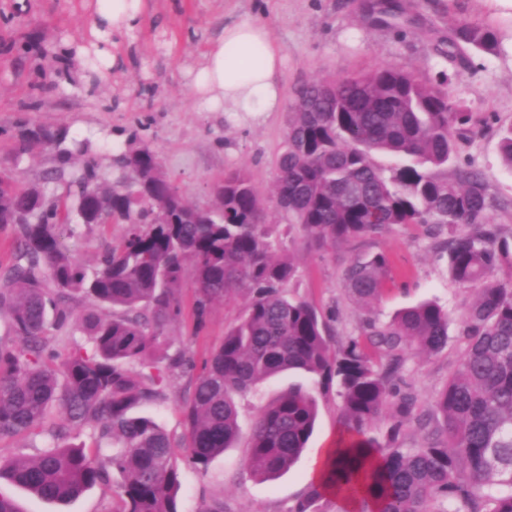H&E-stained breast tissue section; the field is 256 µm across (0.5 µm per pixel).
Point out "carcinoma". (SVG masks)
<instances>
[{
	"mask_svg": "<svg viewBox=\"0 0 512 512\" xmlns=\"http://www.w3.org/2000/svg\"><path fill=\"white\" fill-rule=\"evenodd\" d=\"M450 44L487 53L498 37L491 27L461 21ZM470 122L447 75L431 83L382 66L305 83L278 159V202L315 246L380 236L395 224L448 232V273L477 294L457 326L459 363L425 405L403 379L405 351H443L448 311L427 301L387 322L367 316L336 345L313 305L283 293L297 267L275 258L262 198L246 173L224 175L216 208L196 219L149 148L121 154L124 179L102 194L92 161L77 174L67 167L72 156L89 152L88 143L77 142L54 171L56 179L72 177L71 205L57 204L28 224L14 219L38 191L0 178V227L15 230L14 261L0 275V314L8 334L20 338L0 340V440L42 427L53 405L61 409L48 430L56 443L31 459L0 461V478L63 503L107 482L113 470L123 512H178L180 463L205 470L239 438L236 397L279 373L303 371L336 383L342 399L349 439L322 483L356 503L354 512H512V273L496 277L512 246L489 220L492 200L480 175L459 165L453 178L444 174ZM51 139L65 135L25 129L18 152ZM499 148L512 169V125L501 129ZM377 153L399 159L391 175L375 164ZM90 193L104 205L99 218L118 215L127 225L122 242L87 268L71 257L58 225L67 223L69 208L81 211ZM188 277L200 324L217 301L242 296L247 304L192 381L180 458L170 434L136 408L164 399L171 374L194 369L185 352L164 356L162 367L155 361ZM393 279L383 251L343 273L348 294L369 309ZM78 295L112 309V317L85 316L77 326L91 348L62 354L48 332L69 323ZM388 410L382 444L370 430ZM316 419V400L301 389L261 408L245 471L273 480L290 469ZM85 427L92 444L65 443ZM412 431L424 438L408 448Z\"/></svg>",
	"mask_w": 512,
	"mask_h": 512,
	"instance_id": "cac0c4a2",
	"label": "carcinoma"
}]
</instances>
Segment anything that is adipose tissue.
Listing matches in <instances>:
<instances>
[{
	"mask_svg": "<svg viewBox=\"0 0 512 512\" xmlns=\"http://www.w3.org/2000/svg\"><path fill=\"white\" fill-rule=\"evenodd\" d=\"M142 0H98L96 31L105 41L124 36L136 23ZM282 57L268 29L251 20L225 25L192 79L195 100L210 112H242L255 118L280 111Z\"/></svg>",
	"mask_w": 512,
	"mask_h": 512,
	"instance_id": "1",
	"label": "adipose tissue"
}]
</instances>
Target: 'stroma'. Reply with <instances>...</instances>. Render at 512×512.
I'll return each mask as SVG.
<instances>
[{
    "label": "stroma",
    "instance_id": "35a3bbf8",
    "mask_svg": "<svg viewBox=\"0 0 512 512\" xmlns=\"http://www.w3.org/2000/svg\"><path fill=\"white\" fill-rule=\"evenodd\" d=\"M398 10L387 22L363 13V0H145L138 24L112 51L120 69L100 75L94 55H70L64 48L90 45L96 0H0V169L9 168L23 186L39 185L50 197L64 196V184L47 174L58 164L59 148L39 143L18 152L17 136L25 128H61L68 140H86L109 188L122 176L113 160L132 148L149 147L185 200L199 208L216 205L213 185L225 173L243 170L264 197L275 224L277 254L291 256L297 276L291 294L332 316L335 340H344L366 315L346 294V266L373 253L386 252L394 281L375 312L389 320L397 311L423 300L448 308L460 319L475 298L471 289L450 279L437 240L425 225H394L383 235L323 251L310 245L289 224L274 187L276 160L285 150L293 105L300 87L315 79H340L389 65L413 72L424 81L439 72L451 78L457 107L472 123L458 141V161L482 177L494 200L490 220L512 240V169L499 150L500 128L512 125V0H393ZM242 19L263 23L284 58L281 81L284 105L259 120L231 122L223 113L204 111L194 100L193 70L225 24ZM493 27L495 51L451 58L448 37L457 20ZM62 241L80 263L90 265L123 237V225L86 229L60 227ZM194 290L183 286L182 315L167 331L164 352H190L203 364L212 347L243 310L244 299L213 305L203 326H196ZM462 350L449 339L441 353L407 352L405 377L422 401H429L454 370ZM291 388L310 392L318 415L313 435L294 466L272 481L251 478L242 463L258 409ZM191 377L174 376L165 400L141 407L173 439L184 431L182 406ZM240 438L215 458L207 470L182 466L180 512H207L223 503L227 512H290L295 502L320 481L326 450L343 437L341 400L335 386L318 377L284 373L238 397ZM110 474L67 503L42 500L0 480V493L20 512H120L122 502Z\"/></svg>",
    "mask_w": 512,
    "mask_h": 512
}]
</instances>
